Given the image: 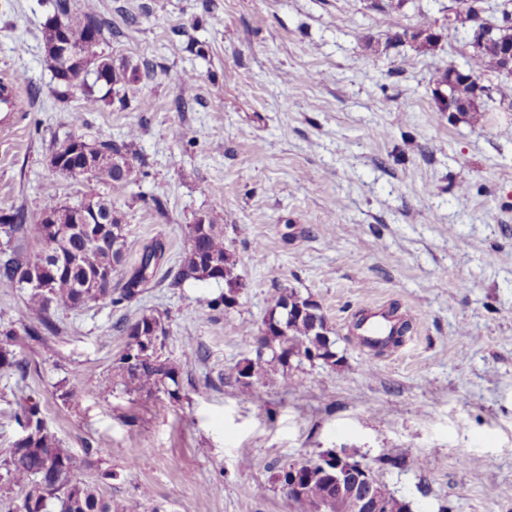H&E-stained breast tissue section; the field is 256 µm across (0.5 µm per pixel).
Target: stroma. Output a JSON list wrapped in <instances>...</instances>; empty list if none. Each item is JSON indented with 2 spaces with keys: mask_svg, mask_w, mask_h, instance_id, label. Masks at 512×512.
I'll return each mask as SVG.
<instances>
[{
  "mask_svg": "<svg viewBox=\"0 0 512 512\" xmlns=\"http://www.w3.org/2000/svg\"><path fill=\"white\" fill-rule=\"evenodd\" d=\"M72 3L108 20L106 53L153 75L124 109L79 92L57 101L50 0H0V76L22 101L0 131V211L40 212L49 183L77 202L86 184L50 168L54 141L118 143L136 124L132 181L113 199L125 265L155 240L166 253L136 299L55 310L58 335L20 346L26 373L0 371V450L22 436L17 402L29 397L61 447L99 450L82 480L131 512H309L279 474L330 449L411 512H512V75H482L485 128L439 110L436 77L472 53L449 23L456 0L391 12L374 0ZM423 15L434 47L393 43ZM215 207L242 282L225 312L208 306L223 285L169 276L188 224ZM291 290L319 304L336 360L267 361L242 388L234 368L255 358L271 298ZM375 306L408 323L399 345L368 350L351 335ZM149 313L166 328L179 398L101 392L128 342L119 320ZM189 338L198 354L186 355Z\"/></svg>",
  "mask_w": 512,
  "mask_h": 512,
  "instance_id": "1",
  "label": "stroma"
}]
</instances>
